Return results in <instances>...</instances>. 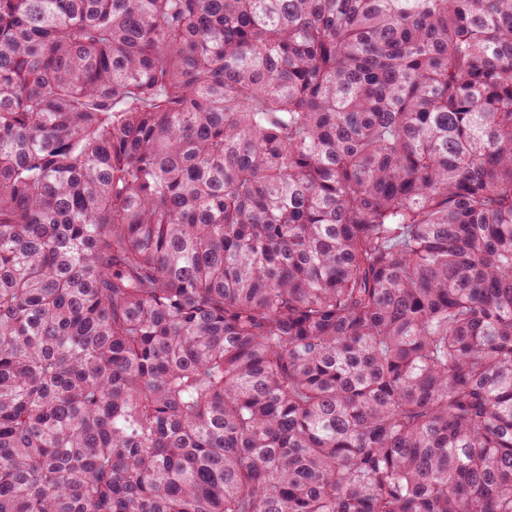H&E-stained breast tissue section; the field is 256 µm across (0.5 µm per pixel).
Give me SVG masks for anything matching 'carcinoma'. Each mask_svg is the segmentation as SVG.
<instances>
[{"instance_id":"1","label":"carcinoma","mask_w":512,"mask_h":512,"mask_svg":"<svg viewBox=\"0 0 512 512\" xmlns=\"http://www.w3.org/2000/svg\"><path fill=\"white\" fill-rule=\"evenodd\" d=\"M0 512H512V0H0Z\"/></svg>"}]
</instances>
